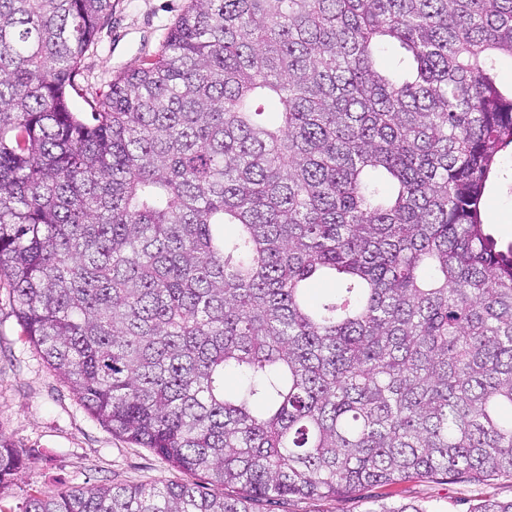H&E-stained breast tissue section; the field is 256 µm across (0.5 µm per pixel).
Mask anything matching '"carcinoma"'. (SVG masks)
Listing matches in <instances>:
<instances>
[{"instance_id": "carcinoma-1", "label": "carcinoma", "mask_w": 512, "mask_h": 512, "mask_svg": "<svg viewBox=\"0 0 512 512\" xmlns=\"http://www.w3.org/2000/svg\"><path fill=\"white\" fill-rule=\"evenodd\" d=\"M110 15L0 0V277L82 407L211 491L103 483L22 512L512 477V243L481 218L512 145V0H189L76 112ZM23 465L0 435V489Z\"/></svg>"}]
</instances>
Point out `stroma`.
I'll list each match as a JSON object with an SVG mask.
<instances>
[{
	"label": "stroma",
	"instance_id": "1",
	"mask_svg": "<svg viewBox=\"0 0 512 512\" xmlns=\"http://www.w3.org/2000/svg\"><path fill=\"white\" fill-rule=\"evenodd\" d=\"M188 0H112V15L98 34L93 52L83 58L76 77L75 111H87L91 91L154 54ZM512 149L502 153L486 193L483 220L498 236L512 240ZM0 434L25 459L0 504L18 512L35 490L50 492L88 483H164L177 473L152 450L112 435L85 411L76 395L43 361L22 332L9 288L0 283ZM481 495L512 499V479L486 486L411 479L392 488L367 487L350 496L326 500L291 498L256 503V512H373L381 502H412L427 512H467Z\"/></svg>",
	"mask_w": 512,
	"mask_h": 512
}]
</instances>
